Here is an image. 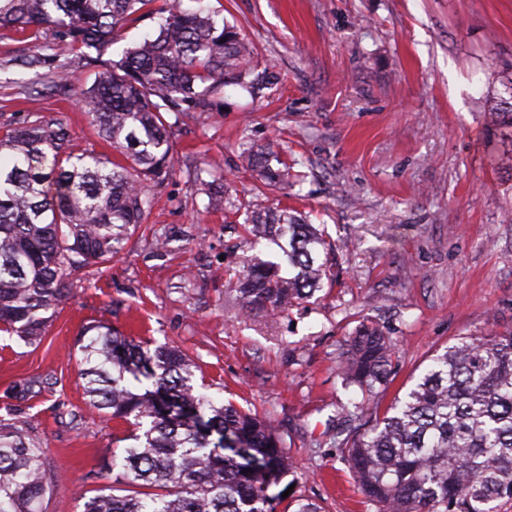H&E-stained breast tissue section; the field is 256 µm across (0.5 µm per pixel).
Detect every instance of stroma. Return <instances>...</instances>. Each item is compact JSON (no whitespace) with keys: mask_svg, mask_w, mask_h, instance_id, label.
Here are the masks:
<instances>
[{"mask_svg":"<svg viewBox=\"0 0 512 512\" xmlns=\"http://www.w3.org/2000/svg\"><path fill=\"white\" fill-rule=\"evenodd\" d=\"M237 28L277 82L225 86L211 110L180 114L174 170L146 184L147 219L125 250L88 265L41 341L0 334V418L45 446L58 482L46 512H82L127 424L91 410L76 347L82 329L180 346L208 393L271 418L299 472L293 495L325 512H365L336 454L354 389L336 375L340 341L367 314L395 343L384 401L403 395L435 352L488 328L512 329V180L486 159L483 106L512 78V0H182ZM67 68L71 85L40 92L19 59ZM96 77L70 39L44 27L0 29V126L36 112L78 148L106 145L79 93ZM274 146L306 180L262 187L240 141ZM254 208H287L332 239L335 256L304 307L247 318L229 298L240 241L235 214L206 210L189 170ZM167 243L155 250V240ZM25 382V397H11Z\"/></svg>","mask_w":512,"mask_h":512,"instance_id":"stroma-1","label":"stroma"}]
</instances>
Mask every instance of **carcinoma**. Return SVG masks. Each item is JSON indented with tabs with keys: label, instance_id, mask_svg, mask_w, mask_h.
<instances>
[{
	"label": "carcinoma",
	"instance_id": "cac0c4a2",
	"mask_svg": "<svg viewBox=\"0 0 512 512\" xmlns=\"http://www.w3.org/2000/svg\"><path fill=\"white\" fill-rule=\"evenodd\" d=\"M0 0V28L52 26L100 68L81 90L90 124L115 155L70 148L61 122L34 113L0 134V332L41 340L78 273L124 250L150 200L142 181L171 172L169 112H205L228 84L255 90L273 77L252 66L254 50L235 27L187 11L180 0ZM162 15L158 31L104 58L134 14ZM511 97L489 108L488 159L512 172ZM268 187L288 185V161L241 142ZM207 207L245 211L235 300L256 318L281 315L333 276L336 244L287 209H252L199 182ZM274 245L280 265L258 247ZM80 376L93 410L131 427L112 451V485L83 512H276L270 489L293 472L272 422L219 404L195 387L197 366L173 345L91 325L80 339ZM395 344L364 315L336 358V374L361 393L338 406L358 420L336 452L375 512H495L512 500V330L457 339L432 355L404 396L369 399L390 381ZM138 484L145 497L117 495ZM52 481L42 443L0 422V512H42Z\"/></svg>",
	"mask_w": 512,
	"mask_h": 512
}]
</instances>
